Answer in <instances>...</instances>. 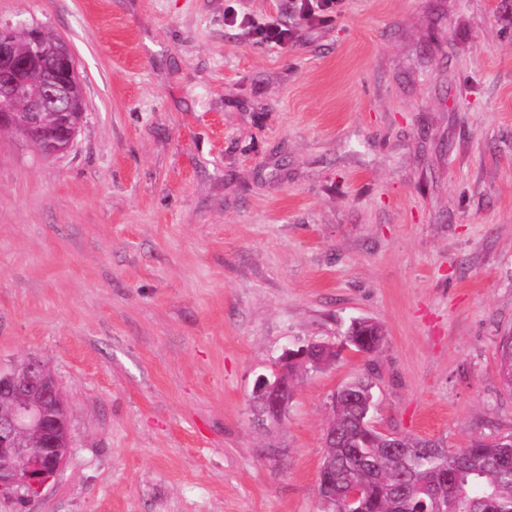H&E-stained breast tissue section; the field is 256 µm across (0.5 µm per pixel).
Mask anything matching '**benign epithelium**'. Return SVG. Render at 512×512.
<instances>
[{
	"instance_id": "obj_1",
	"label": "benign epithelium",
	"mask_w": 512,
	"mask_h": 512,
	"mask_svg": "<svg viewBox=\"0 0 512 512\" xmlns=\"http://www.w3.org/2000/svg\"><path fill=\"white\" fill-rule=\"evenodd\" d=\"M22 31L30 45L22 50L14 36ZM82 86L76 58L61 38L48 39L37 25L0 21V129L24 139L34 126L44 124L50 112H87L85 97L77 96ZM84 120L59 127L56 140L41 153L57 156L69 150ZM336 345L310 342L296 350L287 349L280 358L274 380L258 379L255 397L262 411L275 420L287 411L286 397L294 390L302 369L330 367ZM70 409L47 366L28 358L18 366H0V494L6 497L39 494L64 467L71 451ZM317 489L321 502L336 503L333 475L318 471Z\"/></svg>"
}]
</instances>
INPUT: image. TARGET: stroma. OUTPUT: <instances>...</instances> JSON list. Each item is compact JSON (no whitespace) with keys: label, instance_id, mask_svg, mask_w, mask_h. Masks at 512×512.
<instances>
[{"label":"stroma","instance_id":"1","mask_svg":"<svg viewBox=\"0 0 512 512\" xmlns=\"http://www.w3.org/2000/svg\"><path fill=\"white\" fill-rule=\"evenodd\" d=\"M289 0H0L71 45L87 119L47 158L0 132V365L43 360L72 453L0 512H321L327 405L382 431L512 435V0H342L279 50L225 27ZM375 354L299 374L284 350ZM500 374L504 386L512 389V336H504L499 343ZM335 358L336 345L326 342H310L298 350H285L275 379L261 377L256 383L255 397L262 402V411L272 419L281 420L288 408L285 398L292 394L299 371L328 368Z\"/></svg>","mask_w":512,"mask_h":512}]
</instances>
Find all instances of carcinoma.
Instances as JSON below:
<instances>
[{
    "instance_id": "carcinoma-1",
    "label": "carcinoma",
    "mask_w": 512,
    "mask_h": 512,
    "mask_svg": "<svg viewBox=\"0 0 512 512\" xmlns=\"http://www.w3.org/2000/svg\"><path fill=\"white\" fill-rule=\"evenodd\" d=\"M347 343L366 352L378 351L384 340L376 335L349 336ZM500 374L512 389V336L499 343ZM371 376L354 380L352 393L340 397L333 409L336 440L328 444L323 467L336 475V507H341L351 487L359 489L351 512H409L433 506L442 492L438 512H512V442L477 440L450 452L439 442L407 437L399 447L388 448L371 430L359 426V415L370 396ZM460 494H448L445 479Z\"/></svg>"
}]
</instances>
